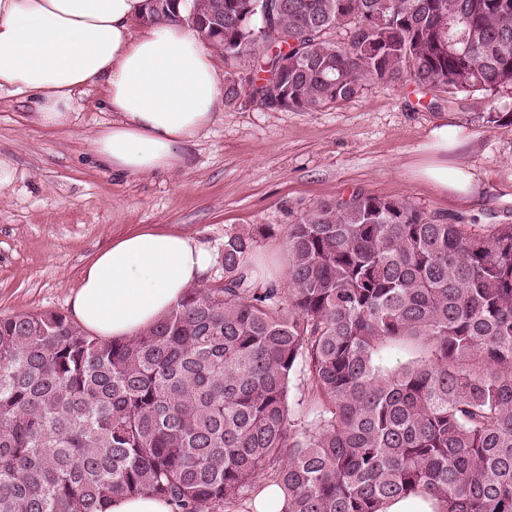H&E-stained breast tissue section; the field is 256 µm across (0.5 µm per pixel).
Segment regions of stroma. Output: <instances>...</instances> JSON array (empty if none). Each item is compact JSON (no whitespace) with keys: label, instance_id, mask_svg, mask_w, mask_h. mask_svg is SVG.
Instances as JSON below:
<instances>
[{"label":"stroma","instance_id":"1","mask_svg":"<svg viewBox=\"0 0 512 512\" xmlns=\"http://www.w3.org/2000/svg\"><path fill=\"white\" fill-rule=\"evenodd\" d=\"M492 109L512 111V89L445 100L409 82L376 83L319 112L243 98L185 148L181 167L117 176L93 151L113 119L103 87L78 94L71 123L55 130L33 121L26 95L1 91L0 158L16 177L0 189V317L68 313L95 252L141 226L195 234L214 256L201 285L218 288L225 233L258 224L283 229L291 210L357 189L405 197L466 224H512V125L478 120ZM444 124L468 140L454 157L480 182L467 200L418 176L432 157L430 133Z\"/></svg>","mask_w":512,"mask_h":512}]
</instances>
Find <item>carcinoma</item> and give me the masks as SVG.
<instances>
[{"label":"carcinoma","mask_w":512,"mask_h":512,"mask_svg":"<svg viewBox=\"0 0 512 512\" xmlns=\"http://www.w3.org/2000/svg\"><path fill=\"white\" fill-rule=\"evenodd\" d=\"M180 3L142 20L175 23ZM188 22L224 56L228 105L512 87V0H194ZM276 236L225 234L224 285L128 339L55 311L0 318V512H104L142 492L233 512L266 484L286 512L418 493L512 512V224L358 189L293 217L279 281L255 261Z\"/></svg>","instance_id":"1"}]
</instances>
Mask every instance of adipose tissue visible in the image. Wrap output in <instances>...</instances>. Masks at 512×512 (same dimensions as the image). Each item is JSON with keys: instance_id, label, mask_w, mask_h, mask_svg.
<instances>
[{"instance_id": "adipose-tissue-1", "label": "adipose tissue", "mask_w": 512, "mask_h": 512, "mask_svg": "<svg viewBox=\"0 0 512 512\" xmlns=\"http://www.w3.org/2000/svg\"><path fill=\"white\" fill-rule=\"evenodd\" d=\"M144 0H0V90L30 95L41 126L71 120L77 93L103 85L115 118L94 141L113 172L171 171L222 104L215 60L186 25L137 22ZM436 160L420 176L466 200L476 176L448 162L463 140L435 128ZM212 263L192 233L141 228L97 252L69 301L72 319L104 339H125L159 322Z\"/></svg>"}]
</instances>
